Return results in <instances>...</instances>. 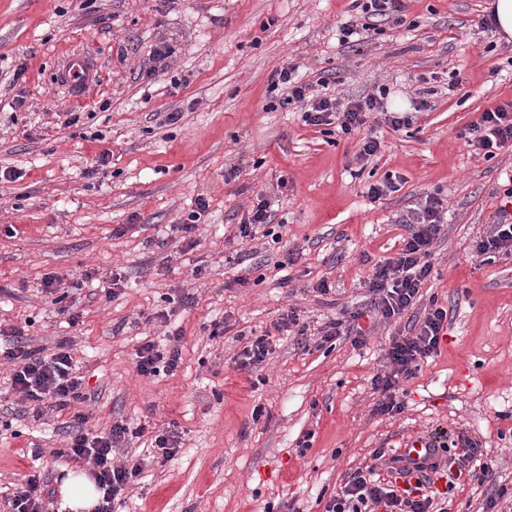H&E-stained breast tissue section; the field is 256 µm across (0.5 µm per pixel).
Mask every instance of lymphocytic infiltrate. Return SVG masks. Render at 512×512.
<instances>
[{
	"label": "lymphocytic infiltrate",
	"mask_w": 512,
	"mask_h": 512,
	"mask_svg": "<svg viewBox=\"0 0 512 512\" xmlns=\"http://www.w3.org/2000/svg\"><path fill=\"white\" fill-rule=\"evenodd\" d=\"M363 14L362 22L348 21L339 28L341 44L351 47L366 42L371 35L381 34V22H402V0H356ZM272 88L287 91L284 104L309 102L305 111V123L335 125L337 131L349 135L360 131L371 114L384 110L383 95L371 94L338 105L334 99L315 98V85H326V78L317 84L302 82L297 66L290 65L277 70L270 77ZM467 144L473 150L494 158L497 150L512 144V102L482 112L477 122L464 133ZM443 200L439 196H427L424 203L412 212L409 221L414 229L397 257L378 262L368 282L373 295L375 311L386 321L402 318L420 297L433 270L432 248L442 224ZM448 332L446 308L429 305L423 318L417 323L414 334L403 333L390 337L386 351L388 372L372 379L373 390L378 394L376 411L380 414L401 413L404 403L400 398V380L415 375L424 362L437 353L440 342ZM68 341H60L52 352L32 347L22 329L11 328L6 347H0V361L11 366L10 387L18 394L22 404L34 412L54 407L71 409L68 421V443L57 450V457L90 466L94 481L102 494L95 512H112V504L118 495L142 472L139 459L120 456L121 448L142 437L144 426L130 427L124 421L113 422L96 435H89L85 425L88 414L80 412V404L91 401L79 376ZM178 345L160 347L153 338H144L136 351L135 368L140 376L149 378L173 374L180 363ZM431 454L421 461L406 464L404 456L386 454L377 449L376 458L389 459L397 465L400 476L405 477L406 487L396 482L381 480L375 466L366 465L350 470L339 492L330 496L324 512H447V497L434 490L432 476L438 473L440 457L456 460L458 469L449 473L452 482L467 477L482 480L491 467L481 459L478 440L466 434L455 439L446 435L435 437L430 443Z\"/></svg>",
	"instance_id": "obj_1"
}]
</instances>
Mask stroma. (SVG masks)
Returning <instances> with one entry per match:
<instances>
[{
    "mask_svg": "<svg viewBox=\"0 0 512 512\" xmlns=\"http://www.w3.org/2000/svg\"><path fill=\"white\" fill-rule=\"evenodd\" d=\"M487 2L405 0L403 24L345 48L336 27L358 18L353 0H0V170L18 174L0 180V327L37 346L71 342L98 396L81 406L88 429L145 426L130 443L143 470L112 512H324L376 449L444 430L480 440L492 462L488 480L450 493V512H512V255L475 252L492 224L512 221V147L489 160L459 137L512 101V41L486 25ZM163 41L176 51L147 75ZM72 54L97 65L91 89L57 82ZM291 64L306 82L338 74L328 93L343 100L387 86V109L410 125L324 135L300 106L270 105L271 75ZM103 98L108 111L66 126L67 112ZM421 99L429 108L415 111ZM169 112L181 120L165 124ZM365 135L381 151L361 164ZM104 151L109 166L92 174ZM389 175L397 192L371 200L369 185ZM435 193L447 212L409 314L434 300L451 323L438 355L401 381L403 412L381 415L371 382L400 326L375 316L367 283L401 251L408 212ZM261 195L284 223L280 242L238 235ZM199 198L208 209L186 242L170 227ZM88 271L97 279L73 292L82 318L72 327L37 284ZM115 272L124 288L109 299ZM290 310L307 345L282 334L262 366L237 368V333L263 335ZM336 318L363 334L322 347ZM216 322L224 336H212ZM175 332L177 371L139 376L142 338ZM70 415L47 408L0 426V491L32 474L61 490L72 466L55 452ZM169 429L179 450L167 460L152 437Z\"/></svg>",
    "mask_w": 512,
    "mask_h": 512,
    "instance_id": "stroma-1",
    "label": "stroma"
}]
</instances>
